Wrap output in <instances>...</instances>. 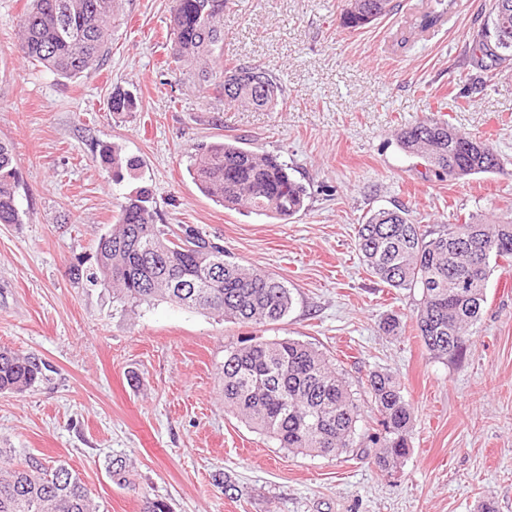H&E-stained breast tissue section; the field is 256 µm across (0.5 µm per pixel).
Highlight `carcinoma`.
<instances>
[{
  "label": "carcinoma",
  "instance_id": "cac0c4a2",
  "mask_svg": "<svg viewBox=\"0 0 512 512\" xmlns=\"http://www.w3.org/2000/svg\"><path fill=\"white\" fill-rule=\"evenodd\" d=\"M12 52L66 79L79 78L108 55L112 24L121 0H29ZM228 0H174L170 17L171 62L200 74L204 84L224 90V102L273 109L281 84L251 64L231 68L217 61L224 50V7ZM396 0H342V24L358 30L398 13ZM473 57L484 71L512 65V0H493L474 38ZM111 112H132L136 101L118 87ZM399 147L423 159L438 177L454 180L492 173L501 161L488 144L473 140L444 120H424L396 132ZM189 173L199 189L229 210L289 220L305 204V186L288 165L269 152L240 141L202 143L191 155ZM20 180L13 148L0 141V224H21ZM357 248L367 270L391 288L419 289L416 327L429 353L462 361L471 328L486 300L491 258L512 256V220L494 224L471 216L421 229L404 206L379 209L360 224ZM100 282L113 298L135 310L170 301L216 318L261 325L284 318L293 305L290 289L275 277L224 259V247L201 231L181 232L157 224L150 194L126 198L117 222L101 235L97 249ZM45 363L0 347V393H23L44 378ZM224 408L291 452L336 456L350 447L361 406L329 358L293 340L260 337L224 354L221 365ZM368 390L384 436L376 465L388 470L409 451L411 407L399 382L373 372ZM120 485H131L127 462L106 465ZM0 512H96L78 473L40 458L16 457L0 448Z\"/></svg>",
  "mask_w": 512,
  "mask_h": 512
}]
</instances>
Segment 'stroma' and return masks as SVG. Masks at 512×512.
<instances>
[{
    "label": "stroma",
    "instance_id": "stroma-1",
    "mask_svg": "<svg viewBox=\"0 0 512 512\" xmlns=\"http://www.w3.org/2000/svg\"><path fill=\"white\" fill-rule=\"evenodd\" d=\"M28 0H0V140L15 148L23 221L0 224V346L41 358L45 379L0 395V448L79 473L99 512H512V260L491 266L486 303L462 363L433 357L414 327L421 294L365 268L356 228L402 205L435 231L456 217L512 218V67L474 64L490 0H454L435 29L414 30L432 0L344 29L341 0H230L225 62H246L284 89L275 109L230 106L167 64L173 0H122L104 64L64 79L11 51ZM137 99L115 114L113 88ZM448 120L486 142L500 170L438 179L397 144L398 129ZM238 138L280 156L308 191L282 221L229 210L188 172L201 142ZM136 170L113 181L104 148ZM160 224L189 226L227 260L271 273L293 306L265 325L223 321L161 301L123 310L93 281L98 241L136 191ZM398 316L399 335L379 324ZM325 352L364 409L350 451L291 453L224 409L226 350L251 337ZM399 379L413 411L397 467L374 462L380 427L366 380ZM123 457L133 484L106 471Z\"/></svg>",
    "mask_w": 512,
    "mask_h": 512
}]
</instances>
